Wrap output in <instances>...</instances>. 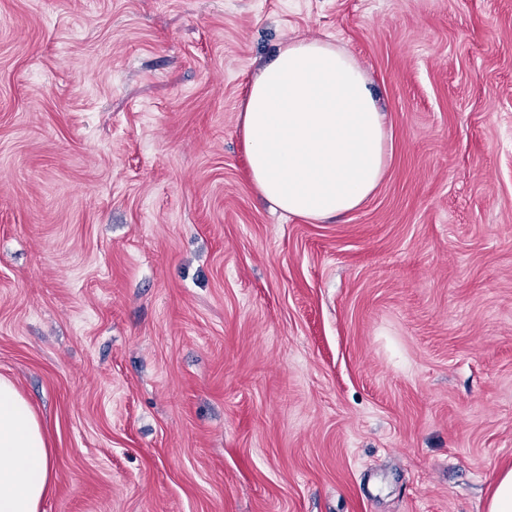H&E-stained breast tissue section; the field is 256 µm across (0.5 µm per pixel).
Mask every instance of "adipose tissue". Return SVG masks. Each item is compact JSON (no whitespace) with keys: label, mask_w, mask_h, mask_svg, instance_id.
I'll return each instance as SVG.
<instances>
[{"label":"adipose tissue","mask_w":512,"mask_h":512,"mask_svg":"<svg viewBox=\"0 0 512 512\" xmlns=\"http://www.w3.org/2000/svg\"><path fill=\"white\" fill-rule=\"evenodd\" d=\"M239 119L254 191L314 221L358 208L392 150L365 72L322 40L280 47L250 82ZM54 479L45 426L0 377V512H39Z\"/></svg>","instance_id":"obj_1"}]
</instances>
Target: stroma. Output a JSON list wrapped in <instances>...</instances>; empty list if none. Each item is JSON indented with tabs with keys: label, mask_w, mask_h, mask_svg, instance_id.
Returning a JSON list of instances; mask_svg holds the SVG:
<instances>
[{
	"label": "stroma",
	"mask_w": 512,
	"mask_h": 512,
	"mask_svg": "<svg viewBox=\"0 0 512 512\" xmlns=\"http://www.w3.org/2000/svg\"><path fill=\"white\" fill-rule=\"evenodd\" d=\"M350 53L354 212L258 198L239 105ZM0 376L40 512H486L512 467V0H0ZM54 479L45 426L14 383L0 377V512H39Z\"/></svg>",
	"instance_id": "stroma-1"
}]
</instances>
